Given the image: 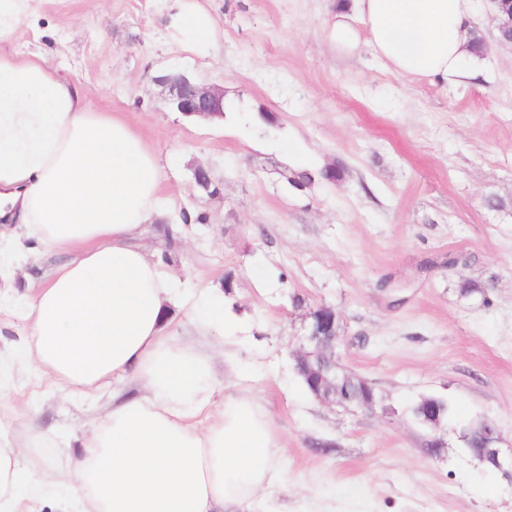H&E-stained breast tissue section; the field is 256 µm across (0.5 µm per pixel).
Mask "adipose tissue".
<instances>
[{
	"label": "adipose tissue",
	"mask_w": 512,
	"mask_h": 512,
	"mask_svg": "<svg viewBox=\"0 0 512 512\" xmlns=\"http://www.w3.org/2000/svg\"><path fill=\"white\" fill-rule=\"evenodd\" d=\"M473 0H343L333 29L351 51L365 29L403 76L448 83L481 63L468 49ZM159 156L123 119L86 108L80 90L40 59L0 55V282L29 246L64 255L19 300L18 368L68 399L113 392L72 468L32 469L0 431V512H224L244 508L282 471L269 419L251 397L216 406L210 355L171 331L178 283L137 239L159 219Z\"/></svg>",
	"instance_id": "obj_1"
}]
</instances>
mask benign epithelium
I'll return each instance as SVG.
<instances>
[{
  "mask_svg": "<svg viewBox=\"0 0 512 512\" xmlns=\"http://www.w3.org/2000/svg\"><path fill=\"white\" fill-rule=\"evenodd\" d=\"M489 2L492 4L497 42L512 47V5L506 0ZM161 81L170 85L172 103L184 115L199 118L223 115L224 93L206 87L184 74H167L161 77ZM341 340L336 310L322 304L309 312L303 342L293 353V359L309 367L310 375L313 376L310 391L318 400L342 406L355 405L361 410L374 412L380 401L360 391L362 387L369 388L368 381L362 378L357 380L339 372L336 348ZM414 419L425 428L437 430L442 423L441 408L433 402H426L416 412ZM499 440L496 426L489 421L483 422L473 436L477 446V453L473 457L497 470L512 485V456L502 455L498 447Z\"/></svg>",
  "mask_w": 512,
  "mask_h": 512,
  "instance_id": "7a95c632",
  "label": "benign epithelium"
}]
</instances>
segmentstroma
Returning a JSON list of instances; mask_svg holds the SVG:
<instances>
[{"label": "stroma", "mask_w": 512, "mask_h": 512, "mask_svg": "<svg viewBox=\"0 0 512 512\" xmlns=\"http://www.w3.org/2000/svg\"><path fill=\"white\" fill-rule=\"evenodd\" d=\"M477 4L482 68L448 85L395 73L364 40L339 50L336 0H20L0 26L1 55L40 58L160 156L171 204L142 244L171 276L226 290L238 325L213 361L232 360L286 449L284 480L253 512H512L511 483L452 431L429 454L411 414L446 397L512 453V49ZM191 12L212 18L208 41L183 32ZM168 72L223 89V116L173 109ZM199 165L214 193L197 188ZM325 168L339 180H317ZM304 171L314 182L296 185ZM465 281L481 294L461 298ZM322 303L346 338L339 365L378 389L376 412L320 402L296 373L290 352ZM169 316L183 342L214 343L198 310ZM111 404L18 375L0 428L33 465L66 471Z\"/></svg>", "instance_id": "obj_1"}]
</instances>
